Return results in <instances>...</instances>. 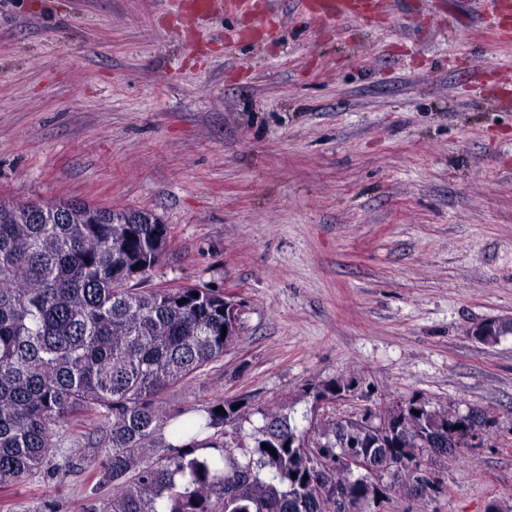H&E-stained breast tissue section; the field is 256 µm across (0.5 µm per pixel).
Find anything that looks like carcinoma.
Listing matches in <instances>:
<instances>
[{
  "instance_id": "1",
  "label": "carcinoma",
  "mask_w": 512,
  "mask_h": 512,
  "mask_svg": "<svg viewBox=\"0 0 512 512\" xmlns=\"http://www.w3.org/2000/svg\"><path fill=\"white\" fill-rule=\"evenodd\" d=\"M170 231L141 210L78 201H0V491L42 471L56 478L59 430L79 416L104 419L88 467L110 494L89 512H331L326 485L362 512V488L346 467L313 465L316 448L344 447L354 415L299 429L290 416L245 395L196 412L169 411L163 395L224 357L239 335L236 304L220 289L145 286ZM352 381L317 384L328 403ZM388 432L364 429L359 446L396 463L389 490L415 496L411 463L448 458L454 414L412 400L377 408ZM262 424L227 435L224 423ZM194 431L208 437L174 445ZM315 433L314 446L302 438ZM267 448H262V445ZM216 454L200 458L197 451Z\"/></svg>"
}]
</instances>
